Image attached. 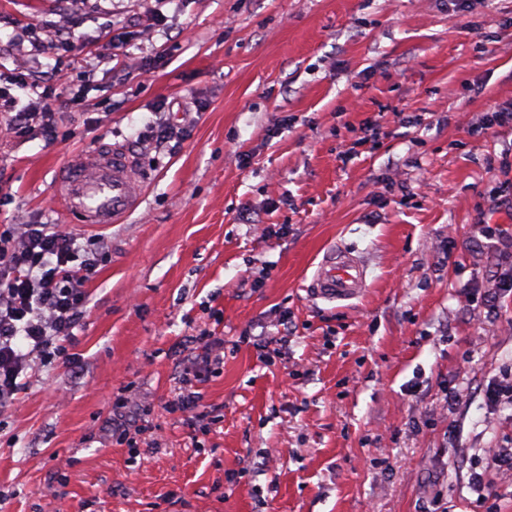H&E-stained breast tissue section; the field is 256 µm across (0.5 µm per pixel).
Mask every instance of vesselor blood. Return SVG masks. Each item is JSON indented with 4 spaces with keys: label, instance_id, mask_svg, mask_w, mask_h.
Segmentation results:
<instances>
[{
    "label": "vessel or blood",
    "instance_id": "1",
    "mask_svg": "<svg viewBox=\"0 0 512 512\" xmlns=\"http://www.w3.org/2000/svg\"><path fill=\"white\" fill-rule=\"evenodd\" d=\"M142 178L135 156L123 145L96 147L57 177L53 199L65 219L82 224H118L143 200ZM367 288L366 273L355 256L344 249H328L311 281L314 298L349 301Z\"/></svg>",
    "mask_w": 512,
    "mask_h": 512
}]
</instances>
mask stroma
<instances>
[{"label": "stroma", "mask_w": 512, "mask_h": 512, "mask_svg": "<svg viewBox=\"0 0 512 512\" xmlns=\"http://www.w3.org/2000/svg\"><path fill=\"white\" fill-rule=\"evenodd\" d=\"M68 16L75 48L34 52ZM110 21L131 76L92 54ZM22 63L68 82L56 142L0 137V225L108 248L74 365L0 417V512H472L474 470L512 512L486 469L512 409L484 396L512 370V0H0V86ZM114 143L140 207L62 221L58 170ZM329 244L366 266L359 298L309 294ZM202 332L224 340L205 434L166 408ZM120 395L154 447L106 435Z\"/></svg>", "instance_id": "35a3bbf8"}]
</instances>
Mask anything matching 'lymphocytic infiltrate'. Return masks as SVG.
<instances>
[{
	"mask_svg": "<svg viewBox=\"0 0 512 512\" xmlns=\"http://www.w3.org/2000/svg\"><path fill=\"white\" fill-rule=\"evenodd\" d=\"M15 89L0 90V134H22L37 127L46 139L57 136L56 110L42 81L26 70ZM100 243L81 240L53 224L0 226V415L12 409L28 369L69 362V345L85 309V283L95 273ZM199 363L186 369L168 402L173 412L202 416L198 382L224 363L223 340L192 337Z\"/></svg>",
	"mask_w": 512,
	"mask_h": 512,
	"instance_id": "f902f5d3",
	"label": "lymphocytic infiltrate"
}]
</instances>
